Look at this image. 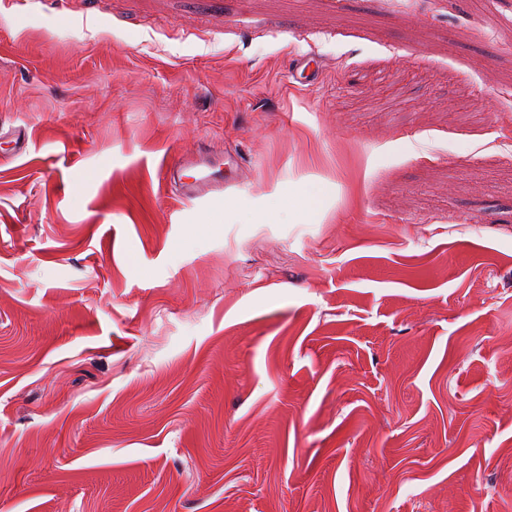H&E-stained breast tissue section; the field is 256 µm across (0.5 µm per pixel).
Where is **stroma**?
<instances>
[{"label":"stroma","mask_w":512,"mask_h":512,"mask_svg":"<svg viewBox=\"0 0 512 512\" xmlns=\"http://www.w3.org/2000/svg\"><path fill=\"white\" fill-rule=\"evenodd\" d=\"M511 18L0 0V512H512ZM320 203V195L314 189L306 188L295 192L288 187H283L277 195L274 208L266 215L260 216L261 219L267 220L273 216L274 210L285 206L288 209L308 210L312 209Z\"/></svg>","instance_id":"1"}]
</instances>
